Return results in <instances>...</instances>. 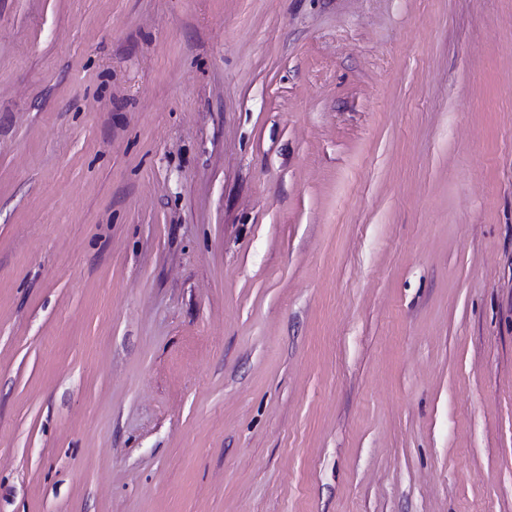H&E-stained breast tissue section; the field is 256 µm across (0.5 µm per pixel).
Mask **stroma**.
Here are the masks:
<instances>
[{
  "instance_id": "1",
  "label": "stroma",
  "mask_w": 512,
  "mask_h": 512,
  "mask_svg": "<svg viewBox=\"0 0 512 512\" xmlns=\"http://www.w3.org/2000/svg\"><path fill=\"white\" fill-rule=\"evenodd\" d=\"M0 512H512V0H0Z\"/></svg>"
}]
</instances>
